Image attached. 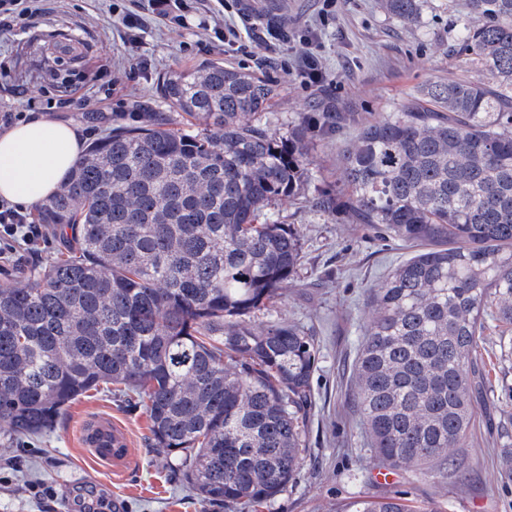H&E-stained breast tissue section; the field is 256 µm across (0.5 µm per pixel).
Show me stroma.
Returning a JSON list of instances; mask_svg holds the SVG:
<instances>
[{"label":"stroma","instance_id":"stroma-1","mask_svg":"<svg viewBox=\"0 0 512 512\" xmlns=\"http://www.w3.org/2000/svg\"><path fill=\"white\" fill-rule=\"evenodd\" d=\"M112 0H43L40 12L0 29V113L23 112L28 99L45 101L68 89L95 96L123 83L122 91L102 100L104 118L76 109L52 111L81 131L84 141L106 134L113 120L133 122L135 113L168 112L156 89L167 69L189 68L205 59L252 71L280 87L266 120L273 133L306 112L332 105L351 112L354 122L337 134L314 141L310 195L336 186L341 149L361 123L400 110L432 81L483 79L481 68L457 45L468 0H424L422 18L410 26L386 16L378 0H336V15L321 24V0H250L251 11L282 16L293 32L317 29L328 80L306 85L296 75L299 43L270 56L240 31L232 46L201 48L193 31L171 30L150 21L135 50L124 43V28L110 12ZM148 72H141V62ZM171 129H181L177 113L168 112ZM273 217L301 235L303 264L282 297L260 320L279 319L304 325L315 339L316 369L311 382L312 410L306 423L304 463L293 482L273 501L245 512H336L360 499L396 495L417 505L437 501L444 512H512V429L503 430L512 410V360L486 344L478 357L489 369L488 402L479 404L480 423L465 448L454 457L466 474L415 480L397 474L391 481L374 476L365 427L355 404L353 364L362 340L370 289L412 251L399 242L382 241L342 212H323L303 200L275 207ZM105 414L128 433L135 464L113 477L80 443V429L90 417ZM13 463L11 482L0 486V512H82L84 500L104 501L103 512H225L203 504L162 449L153 447L143 407L113 385H102L74 400L53 430L29 439L0 438V464ZM53 488L51 503L35 498L32 487Z\"/></svg>","mask_w":512,"mask_h":512}]
</instances>
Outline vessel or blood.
Returning <instances> with one entry per match:
<instances>
[{
    "label": "vessel or blood",
    "mask_w": 512,
    "mask_h": 512,
    "mask_svg": "<svg viewBox=\"0 0 512 512\" xmlns=\"http://www.w3.org/2000/svg\"><path fill=\"white\" fill-rule=\"evenodd\" d=\"M83 447L91 449L95 459L122 474L134 462L128 437L110 417L101 415L87 419L80 433Z\"/></svg>",
    "instance_id": "obj_1"
}]
</instances>
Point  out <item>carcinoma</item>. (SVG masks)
Wrapping results in <instances>:
<instances>
[{
  "instance_id": "1",
  "label": "carcinoma",
  "mask_w": 512,
  "mask_h": 512,
  "mask_svg": "<svg viewBox=\"0 0 512 512\" xmlns=\"http://www.w3.org/2000/svg\"><path fill=\"white\" fill-rule=\"evenodd\" d=\"M416 24L422 0H381ZM461 42L489 81H433L403 110L365 123L341 160V206L414 248L371 289L355 359L356 403L379 464L416 478L469 447L477 354L512 356V0H468ZM162 112L92 142L34 223L63 251L0 286V428L37 436L69 404L118 384L144 407L152 444L204 503L242 512L275 498L303 464L317 348L304 327L255 320L302 263L300 234L267 211L306 198L314 137L344 112L263 121L279 87L205 61L170 68ZM336 512H443L401 497Z\"/></svg>"
}]
</instances>
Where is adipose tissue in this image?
I'll list each match as a JSON object with an SVG mask.
<instances>
[{"label":"adipose tissue","instance_id":"obj_1","mask_svg":"<svg viewBox=\"0 0 512 512\" xmlns=\"http://www.w3.org/2000/svg\"><path fill=\"white\" fill-rule=\"evenodd\" d=\"M75 127L33 115L0 133V198L27 208L46 201L79 159Z\"/></svg>","mask_w":512,"mask_h":512}]
</instances>
